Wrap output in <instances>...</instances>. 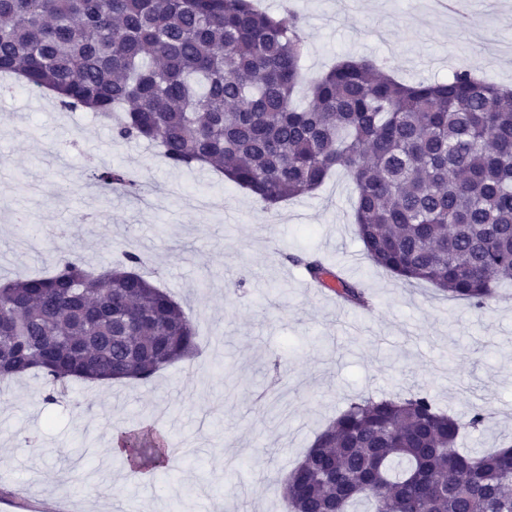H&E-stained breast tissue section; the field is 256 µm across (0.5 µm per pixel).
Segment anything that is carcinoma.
<instances>
[{
    "label": "carcinoma",
    "mask_w": 512,
    "mask_h": 512,
    "mask_svg": "<svg viewBox=\"0 0 512 512\" xmlns=\"http://www.w3.org/2000/svg\"><path fill=\"white\" fill-rule=\"evenodd\" d=\"M301 18L254 0H0V72L105 118L123 140L162 145L175 169L210 166L266 209L350 176L367 258L477 309L512 283V89L468 71L404 84L367 58L302 80ZM128 190L117 170L93 172ZM315 281L331 269L292 256ZM336 297L367 304L334 276ZM191 316L138 253L99 273L63 256L47 277L0 282V382L28 373L144 381L196 353ZM491 419L450 415L426 393L361 398L288 475L285 512H512V448L472 455L461 436ZM136 473L168 466L152 428L121 436Z\"/></svg>",
    "instance_id": "cac0c4a2"
}]
</instances>
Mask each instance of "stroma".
I'll use <instances>...</instances> for the list:
<instances>
[{
  "instance_id": "obj_1",
  "label": "stroma",
  "mask_w": 512,
  "mask_h": 512,
  "mask_svg": "<svg viewBox=\"0 0 512 512\" xmlns=\"http://www.w3.org/2000/svg\"><path fill=\"white\" fill-rule=\"evenodd\" d=\"M304 23L303 72L370 58L406 82L489 70L512 86V0H467L469 27L426 0H265ZM153 144L17 88L0 96V279L53 269L59 246L102 269L121 250L193 319L199 352L148 381L0 384V512L17 490L45 512H282L285 476L316 435L360 397L422 390L446 412L492 414L463 447L512 438V286L483 310L425 282L406 284L366 257L355 189L333 173L281 203L278 222L212 170L153 160ZM134 173L137 195H99L90 169ZM222 195L221 210L187 197ZM316 255L359 282L367 308L318 294L295 255ZM159 425L183 447L163 475L124 481L113 428Z\"/></svg>"
}]
</instances>
